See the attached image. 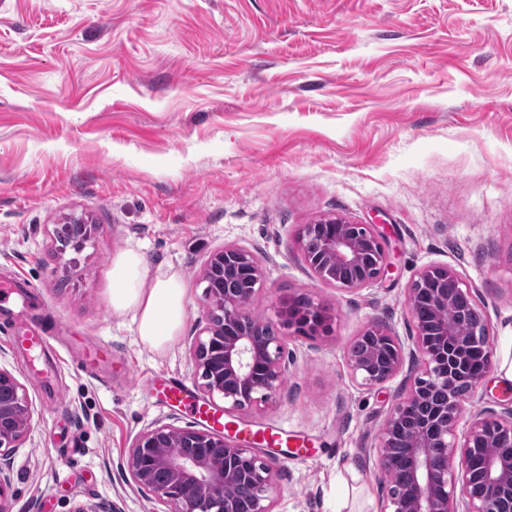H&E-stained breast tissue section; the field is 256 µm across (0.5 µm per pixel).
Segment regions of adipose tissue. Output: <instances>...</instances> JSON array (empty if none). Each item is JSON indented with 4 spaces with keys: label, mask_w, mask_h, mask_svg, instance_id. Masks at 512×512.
Instances as JSON below:
<instances>
[{
    "label": "adipose tissue",
    "mask_w": 512,
    "mask_h": 512,
    "mask_svg": "<svg viewBox=\"0 0 512 512\" xmlns=\"http://www.w3.org/2000/svg\"><path fill=\"white\" fill-rule=\"evenodd\" d=\"M112 306L134 311L141 338L162 349L174 342L183 325L186 297L179 275L147 279L139 253L128 250L112 262Z\"/></svg>",
    "instance_id": "obj_1"
}]
</instances>
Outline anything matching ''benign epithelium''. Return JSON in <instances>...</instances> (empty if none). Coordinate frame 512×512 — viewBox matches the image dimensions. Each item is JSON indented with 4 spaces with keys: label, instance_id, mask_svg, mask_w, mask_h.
<instances>
[{
    "label": "benign epithelium",
    "instance_id": "7a95c632",
    "mask_svg": "<svg viewBox=\"0 0 512 512\" xmlns=\"http://www.w3.org/2000/svg\"><path fill=\"white\" fill-rule=\"evenodd\" d=\"M315 232L323 233L318 255L308 253L304 245L305 238ZM91 233L87 220L70 216L56 230V241L63 247L77 245ZM296 241L302 262L321 282L340 290H362L388 271L384 235L372 224L324 215L302 225ZM228 275L246 280L247 287L236 292L206 289V324L194 342L193 359L202 378V391L212 399L224 400V411L231 412L277 393L287 372L284 350L288 338L313 337L328 331L330 324L323 309L314 303L311 311L318 314L316 323L290 317V300L285 299L278 310V334L273 339L265 323L244 313V304L253 301L262 281V268L254 254L236 245L213 252L203 280L221 282ZM440 278L453 279L461 294L474 298V290L452 268H424L406 296L414 331L403 339L386 324L370 321L361 335L375 338V351L349 355L353 377L365 385L388 382L402 372L405 362H411L410 388L385 416L375 446L387 508L389 512H512V452L487 454L473 464L480 448L512 447V408L504 415L484 409L470 417L463 434H457L468 398L455 395L454 387L465 381L471 395L491 371L490 328L485 322L470 337L449 329L448 322L439 319L441 310L448 308L447 290L431 287ZM472 348L482 354L481 368L475 372L467 363ZM438 389L448 391L447 399L420 414L411 434L400 435L410 406L430 401ZM31 421L32 406L23 385L0 368V496L10 482L11 458ZM399 447L403 448L401 480L394 477ZM456 459L461 464L458 475L453 469ZM128 468L134 483L164 500L168 512H183L182 500L192 493L206 501L218 500L224 512H237L236 490L244 482L253 487L247 512H271V464L218 434L192 427L156 426L135 438ZM157 469L166 471L167 483L154 482ZM459 478L462 493L458 495ZM475 479L483 483L484 494L469 492Z\"/></svg>",
    "mask_w": 512,
    "mask_h": 512
}]
</instances>
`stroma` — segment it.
<instances>
[{
	"mask_svg": "<svg viewBox=\"0 0 512 512\" xmlns=\"http://www.w3.org/2000/svg\"><path fill=\"white\" fill-rule=\"evenodd\" d=\"M97 226L77 248L54 230ZM326 214L378 225L388 276L357 292L319 281L295 243ZM226 245L263 270L252 312L276 322L305 296L331 332L287 342L268 401L225 415L277 427L273 512H381L375 445L409 387L354 382L348 349L380 320L408 336L406 293L429 265L472 286L493 368L466 415L512 406V0H0V368L24 386L32 427L0 512H166L128 471L135 438L197 426L158 376L203 399L191 345L205 323L202 270ZM178 274L176 341L144 344L112 308L113 258ZM38 309L49 346L10 334ZM112 347L111 365L76 357Z\"/></svg>",
	"mask_w": 512,
	"mask_h": 512,
	"instance_id": "obj_1",
	"label": "stroma"
}]
</instances>
